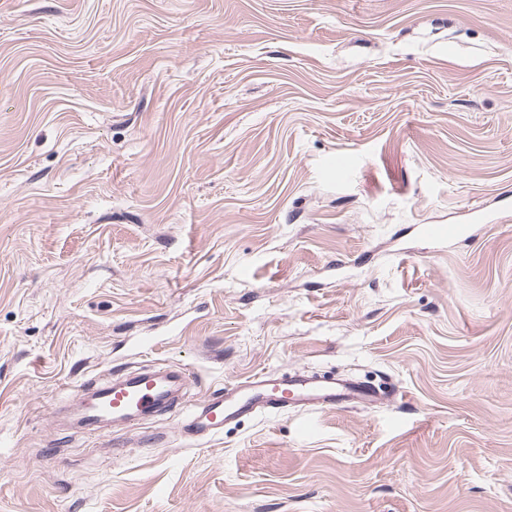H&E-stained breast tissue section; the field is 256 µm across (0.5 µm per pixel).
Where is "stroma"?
I'll return each instance as SVG.
<instances>
[{"mask_svg":"<svg viewBox=\"0 0 512 512\" xmlns=\"http://www.w3.org/2000/svg\"><path fill=\"white\" fill-rule=\"evenodd\" d=\"M161 362L385 393L61 424ZM0 512H512V0H0ZM419 236L434 245H443L462 236L466 226L462 224H415Z\"/></svg>","mask_w":512,"mask_h":512,"instance_id":"obj_1","label":"stroma"}]
</instances>
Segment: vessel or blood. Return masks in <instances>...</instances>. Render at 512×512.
Listing matches in <instances>:
<instances>
[{"label": "vessel or blood", "instance_id": "1", "mask_svg": "<svg viewBox=\"0 0 512 512\" xmlns=\"http://www.w3.org/2000/svg\"><path fill=\"white\" fill-rule=\"evenodd\" d=\"M422 239L442 245L466 231L462 224H421ZM188 376L186 369L159 364L149 374L130 373L121 381L104 385L94 392L88 409L90 418L122 426L132 418L168 408L173 383ZM376 388L351 379L321 380L303 373L277 374L263 371L224 386L191 408L187 428L195 435L217 436L225 426L259 413L286 407L296 409L346 408L377 398Z\"/></svg>", "mask_w": 512, "mask_h": 512}]
</instances>
